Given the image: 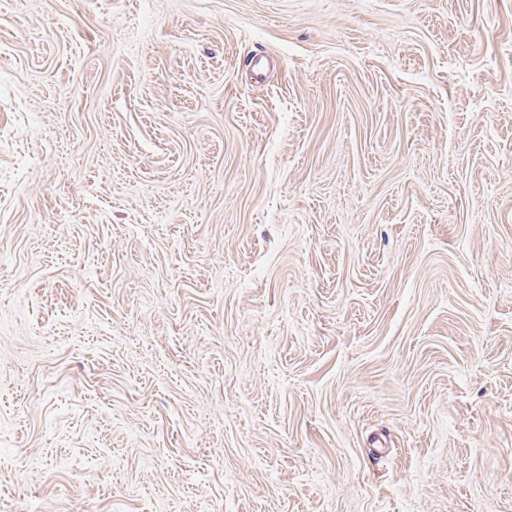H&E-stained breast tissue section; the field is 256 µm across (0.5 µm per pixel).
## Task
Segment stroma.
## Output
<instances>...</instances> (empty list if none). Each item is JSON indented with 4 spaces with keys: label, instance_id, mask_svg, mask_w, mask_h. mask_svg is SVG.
Masks as SVG:
<instances>
[{
    "label": "stroma",
    "instance_id": "1",
    "mask_svg": "<svg viewBox=\"0 0 512 512\" xmlns=\"http://www.w3.org/2000/svg\"><path fill=\"white\" fill-rule=\"evenodd\" d=\"M0 512H512V0H0Z\"/></svg>",
    "mask_w": 512,
    "mask_h": 512
}]
</instances>
